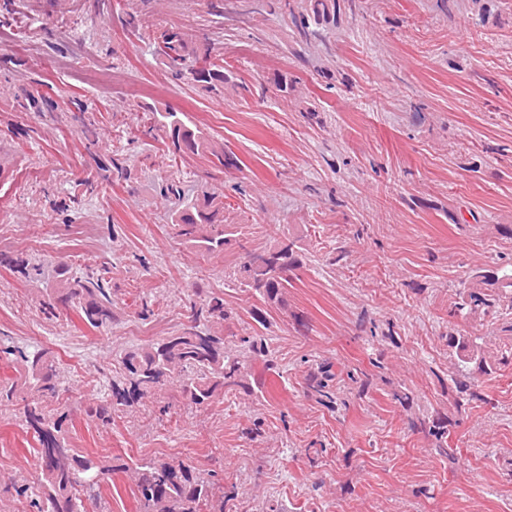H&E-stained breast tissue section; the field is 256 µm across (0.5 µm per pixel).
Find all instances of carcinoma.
Returning <instances> with one entry per match:
<instances>
[{"label":"carcinoma","instance_id":"1","mask_svg":"<svg viewBox=\"0 0 512 512\" xmlns=\"http://www.w3.org/2000/svg\"><path fill=\"white\" fill-rule=\"evenodd\" d=\"M160 51L177 77L189 70L200 81L213 87L224 84V66L211 61L209 53H198L189 47L184 33L166 29L160 33ZM170 128L173 153L201 155L224 167V144L202 128L181 120L177 113L163 115ZM172 204V226L181 243L208 257H221L233 236L231 225L224 223L223 195L204 187L189 195L177 183L163 188ZM294 243L288 242L267 251L247 255L238 268L240 281L254 290L268 304L279 305L292 286ZM57 290L76 309L83 321L94 329L112 322V294L104 279L93 273L73 274L64 264L55 269ZM200 299L192 307L193 324L175 335L129 352L122 360L126 373L110 383L104 400L89 406L86 414L103 426L112 424V414L131 408L154 396L172 380L180 382L182 396L194 405L207 403L226 390L246 388L248 363L266 354L263 336H243L235 350L224 343V321L228 311L224 295L198 283L193 289ZM458 311L473 315L512 317V273L491 280L475 272L469 286L455 303ZM507 342L490 351L469 336L448 338L455 348L457 363L450 375L455 390L468 394L471 400L482 396L473 389L475 376L469 365H478L488 373L495 365L512 364V320L500 328ZM0 352L11 356L17 376L0 383V411L19 408L29 429L33 430V452L41 463L38 486L26 481L15 482L11 489L19 498L28 500L29 512H87L86 504L101 503V484L112 472L128 477L133 485L137 512H224L226 492L189 464H156L143 462L130 466L116 459L112 468L101 467L92 458L72 447L66 412L51 413L45 402L58 396L63 377L48 352L29 351L23 346L9 345ZM336 375L329 369L309 380L308 386L320 399L336 403L333 390Z\"/></svg>","mask_w":512,"mask_h":512}]
</instances>
